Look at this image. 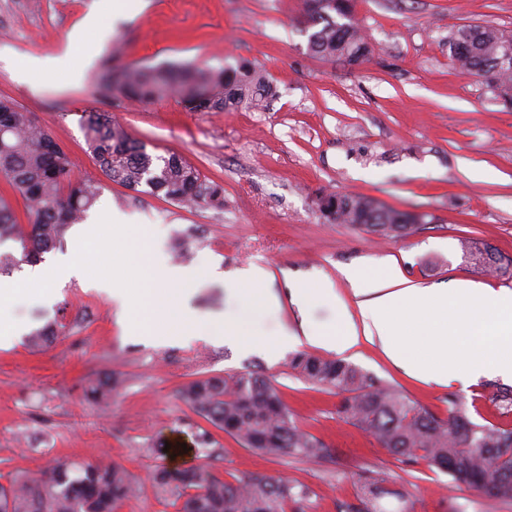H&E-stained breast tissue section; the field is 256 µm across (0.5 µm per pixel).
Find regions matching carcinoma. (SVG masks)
I'll return each instance as SVG.
<instances>
[{
  "mask_svg": "<svg viewBox=\"0 0 512 512\" xmlns=\"http://www.w3.org/2000/svg\"><path fill=\"white\" fill-rule=\"evenodd\" d=\"M301 24L308 33L309 55L349 64L370 60V47L354 21L353 0H305ZM454 59L512 108L511 34L483 25L463 27L455 37ZM96 80L105 97L117 92L127 101L147 103L174 95L190 112L263 109L273 97L266 72L247 59L234 68L201 70L118 67L107 57ZM82 123L88 149L109 180L137 193L145 185L151 194L181 207L224 209V187L183 156L150 153L146 143L132 138L104 110L84 113ZM0 127L5 129L0 177L22 197L31 215L29 223H18L11 203L0 196V243L20 245L17 251L0 252L1 276L35 265L61 246L71 225L94 207L101 186L93 179L73 178L67 154L49 131L9 98H0ZM314 205L329 224H363L367 232L386 237H403L415 228L398 223L409 214L363 196L319 191ZM463 248L481 270L512 278V260L486 256L469 244ZM57 335L49 324L35 330L30 340L45 346ZM289 366L338 396L339 419L368 433L397 460H423L448 473L457 486L512 500V427L476 422L451 398L442 417L343 360L300 353L290 358ZM118 382L110 373L99 376L90 382L88 395L105 402ZM179 396L206 422L251 451L306 461L329 455L323 441L295 425L277 388L256 373L196 378L181 386ZM493 401L500 415L512 414V388L499 389ZM72 471L71 463L56 462L43 481L15 478L9 486L12 512H117L133 494L119 467L83 466L78 477ZM152 480L160 493L182 499L180 512H305L310 498L307 487L261 472L227 482L206 472L160 466Z\"/></svg>",
  "mask_w": 512,
  "mask_h": 512,
  "instance_id": "1",
  "label": "carcinoma"
}]
</instances>
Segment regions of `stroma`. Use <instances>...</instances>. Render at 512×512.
Masks as SVG:
<instances>
[{
	"label": "stroma",
	"instance_id": "35a3bbf8",
	"mask_svg": "<svg viewBox=\"0 0 512 512\" xmlns=\"http://www.w3.org/2000/svg\"><path fill=\"white\" fill-rule=\"evenodd\" d=\"M303 10V0H132L128 16L117 20L112 0H0V97L49 129L75 177L100 181L89 220L119 212L155 267L194 272L170 300L190 318L183 335L133 330V322H156L154 312L120 309L91 276L61 281L43 299H14L16 321L63 329L36 348L0 328V485L18 476L41 479L58 459L118 466L137 485L118 512H179L180 502L154 488L156 466L211 470L229 482L264 472L309 487L310 512H346L378 475L389 491L385 512H512V501L455 486L426 462L398 461L337 418L336 396L288 365L298 353L327 357L301 326L333 325L337 300L353 303L348 269L393 267L392 290H512V278L482 272L461 249L470 239L512 259V110L452 62L458 29L512 32V0H356L357 24L371 48L370 62L360 65L310 56ZM89 14L102 25L76 52L89 59L86 70L77 77L51 71L30 85L31 57L62 53ZM109 55L129 67H222L248 58L263 66L277 95L263 112H189L173 97L115 101L94 82ZM94 109L110 112L152 153L182 155L221 183L223 209H186L104 179L81 124ZM473 169L488 171V179L471 180ZM320 190L368 197L423 220L402 238L328 224L312 205ZM253 268L267 273L274 306L239 303L236 278ZM312 281L330 282L336 299L298 306L296 289ZM232 314L241 316L247 334L275 339L289 331L295 338L273 355L211 335ZM340 358L442 416L454 398L473 419L499 423L491 397L512 385L511 377L495 374L445 384L418 380L375 339H360ZM110 371L120 383L103 407L86 398L85 388ZM247 371L274 384L296 425L327 444L328 457L303 461L245 449L208 428L178 396L191 379ZM205 430L211 442L204 448L198 436Z\"/></svg>",
	"mask_w": 512,
	"mask_h": 512
}]
</instances>
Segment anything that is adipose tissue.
Listing matches in <instances>:
<instances>
[{
    "label": "adipose tissue",
    "mask_w": 512,
    "mask_h": 512,
    "mask_svg": "<svg viewBox=\"0 0 512 512\" xmlns=\"http://www.w3.org/2000/svg\"><path fill=\"white\" fill-rule=\"evenodd\" d=\"M98 224L100 239L112 247L113 261L131 264L139 284L131 294L133 301L161 311L164 329L184 330L187 319L164 306L155 286L162 281L168 288H177L186 279V272L156 269L137 240L112 236L110 216H102ZM102 261V252L91 249L84 231H77L67 254L58 262L39 265L20 280H0V319L7 315L16 290L41 291L64 278L86 277ZM394 275L390 268L379 278L364 270L348 271L346 278L357 300V312L337 301L335 327L304 325L302 332L309 343L342 352L355 346L359 335L374 334L395 364L437 384L462 374H512V290L491 294L472 284L393 291L383 288V279Z\"/></svg>",
    "instance_id": "ef3b65f1"
}]
</instances>
